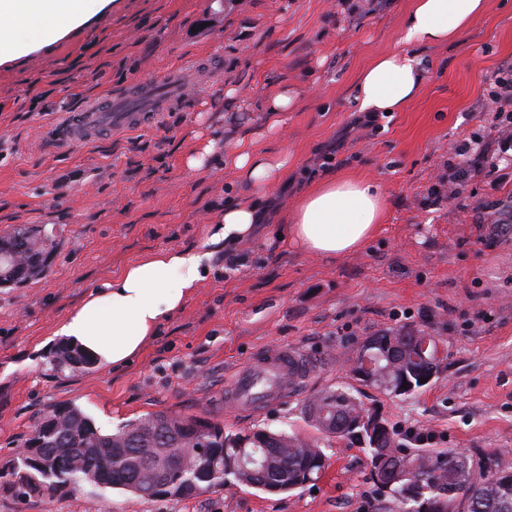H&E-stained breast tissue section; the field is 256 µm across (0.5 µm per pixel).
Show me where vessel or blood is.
<instances>
[{
    "label": "vessel or blood",
    "mask_w": 512,
    "mask_h": 512,
    "mask_svg": "<svg viewBox=\"0 0 512 512\" xmlns=\"http://www.w3.org/2000/svg\"><path fill=\"white\" fill-rule=\"evenodd\" d=\"M183 92L182 74L178 71L135 80L118 92L64 114L58 136L70 143H81L139 127L142 113L173 105ZM308 368V359L296 351L266 352L263 358L250 361L234 373L227 385L229 401L236 409L247 411L261 403L286 398L289 387L305 378Z\"/></svg>",
    "instance_id": "b4317fda"
}]
</instances>
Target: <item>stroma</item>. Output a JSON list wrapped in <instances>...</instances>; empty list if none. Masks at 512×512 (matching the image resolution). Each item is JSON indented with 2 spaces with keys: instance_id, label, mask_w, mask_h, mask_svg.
Instances as JSON below:
<instances>
[{
  "instance_id": "35a3bbf8",
  "label": "stroma",
  "mask_w": 512,
  "mask_h": 512,
  "mask_svg": "<svg viewBox=\"0 0 512 512\" xmlns=\"http://www.w3.org/2000/svg\"><path fill=\"white\" fill-rule=\"evenodd\" d=\"M410 0H107L49 44L0 63V236L14 227L54 234L46 271L0 286V512H396L370 478L366 448L337 438L320 478L288 494L226 483L186 498L144 500L90 484L18 498L12 473L36 419L80 406L119 428L154 412L223 422L247 435L267 428L314 436L301 407L329 388L377 410L407 450L498 454L512 468V166L499 153L489 91L512 66V0L454 43L422 54L421 95L378 127L355 130L352 87L377 55L399 49ZM218 56L221 74L195 62ZM182 69V106L159 122L89 144H59L62 114L150 75ZM294 95L282 129L260 147L294 167L265 201V218L228 266L215 250L183 311L124 369L53 370V331L94 288L143 255L208 245L209 221L240 199L221 160L191 170L200 139L232 150L258 129L265 87ZM236 88L237 105L224 104ZM482 143L458 198L435 202L437 177L462 140ZM336 171L377 182L383 221L360 252L326 262L279 239L300 191ZM412 325L448 357L434 383L392 397L349 367L366 336ZM288 347L314 369L287 400L237 412L225 379L263 349ZM422 443H415V436Z\"/></svg>"
}]
</instances>
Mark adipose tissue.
I'll list each match as a JSON object with an SVG mask.
<instances>
[{
    "label": "adipose tissue",
    "mask_w": 512,
    "mask_h": 512,
    "mask_svg": "<svg viewBox=\"0 0 512 512\" xmlns=\"http://www.w3.org/2000/svg\"><path fill=\"white\" fill-rule=\"evenodd\" d=\"M103 0H0V61L26 55L41 40L82 24ZM485 0H413L402 18L400 49L375 57L353 85L358 112H400L421 93L426 71L420 52L449 44L484 15ZM39 22L40 39L22 30ZM288 152L258 147L241 137L224 155L223 168L243 192L211 220L209 242L232 251L251 236L263 216L259 199L288 176ZM386 197L374 181L328 173L317 180L283 219L281 235L301 252L334 261L361 250L375 235ZM210 252L180 248L146 255L100 288L90 291L56 326L55 336L118 370L132 363L165 323L185 307L209 271Z\"/></svg>",
    "instance_id": "adipose-tissue-1"
}]
</instances>
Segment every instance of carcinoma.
Masks as SVG:
<instances>
[{
  "mask_svg": "<svg viewBox=\"0 0 512 512\" xmlns=\"http://www.w3.org/2000/svg\"><path fill=\"white\" fill-rule=\"evenodd\" d=\"M51 243V235L44 229L27 224L15 227L3 240L0 280L16 285L42 274ZM52 365L58 370H77L91 362L78 351L60 345ZM317 406L336 412L338 418L363 409L361 402L342 388L326 389L307 400L304 418L328 437L333 432L314 414ZM258 437L257 431L251 436L226 434L219 421L167 412L151 413L112 433H103L80 407H54L38 418L22 443L27 451L19 454L17 462V467L23 469L17 481L19 495L43 496L60 483L85 481L142 498L141 490L152 481L161 449L191 441L205 448V455L171 472L166 497L185 498L232 481L266 493L276 487L284 494L317 479L325 468L327 455L317 438L274 431L263 446L256 443ZM242 443L254 449L257 464L263 469V474L251 481L224 469V456L236 453L237 445ZM400 460L407 466L401 470V487L391 494L399 512H421L425 504L439 500L451 503L470 495L476 496L477 504L470 512H512V474L495 456L487 457L488 464L476 469L469 457L454 450L420 448ZM405 486L413 487V496L403 494Z\"/></svg>",
  "mask_w": 512,
  "mask_h": 512,
  "instance_id": "1",
  "label": "carcinoma"
}]
</instances>
